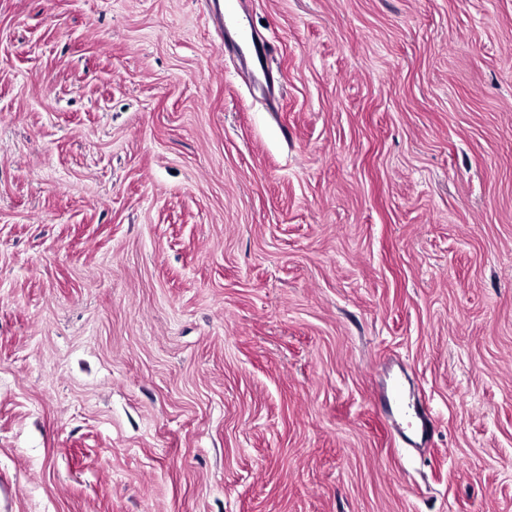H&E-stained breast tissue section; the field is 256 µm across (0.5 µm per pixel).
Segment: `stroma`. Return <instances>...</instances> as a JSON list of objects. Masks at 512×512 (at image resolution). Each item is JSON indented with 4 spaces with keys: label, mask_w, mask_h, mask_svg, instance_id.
<instances>
[{
    "label": "stroma",
    "mask_w": 512,
    "mask_h": 512,
    "mask_svg": "<svg viewBox=\"0 0 512 512\" xmlns=\"http://www.w3.org/2000/svg\"><path fill=\"white\" fill-rule=\"evenodd\" d=\"M205 8L0 0V512H512V0ZM212 25L224 34V50L231 51L248 70L254 86L261 90L274 87V78L267 66V58L272 52L270 43L252 32L245 30L239 21L233 1L206 0Z\"/></svg>",
    "instance_id": "35a3bbf8"
}]
</instances>
